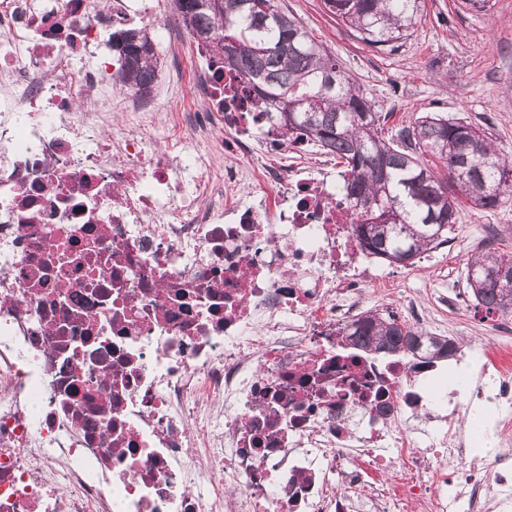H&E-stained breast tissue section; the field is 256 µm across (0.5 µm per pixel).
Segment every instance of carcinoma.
I'll return each mask as SVG.
<instances>
[{
  "label": "carcinoma",
  "instance_id": "obj_1",
  "mask_svg": "<svg viewBox=\"0 0 512 512\" xmlns=\"http://www.w3.org/2000/svg\"><path fill=\"white\" fill-rule=\"evenodd\" d=\"M206 0H176L183 26L224 36V55L198 43L222 74H236L243 101L269 106L289 144L307 142L346 160L345 199L356 214L355 232L375 255L394 262L400 250L416 259L448 242L461 197L481 209L496 208L512 195V160L480 129L461 118L428 113L398 132L380 133L382 113L309 34L283 13L277 0H224L212 10ZM372 48L392 51L408 39L422 0H324ZM121 61L115 84L145 94L159 72V59L147 27L128 28L112 37ZM437 157L451 184H443L423 166L415 150ZM512 254L480 251L467 266V285L475 307L486 313L512 314ZM355 346L412 354L429 349L428 362L458 350L453 338L429 336L395 315L368 312L345 332Z\"/></svg>",
  "mask_w": 512,
  "mask_h": 512
}]
</instances>
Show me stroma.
<instances>
[{"label": "stroma", "instance_id": "stroma-1", "mask_svg": "<svg viewBox=\"0 0 512 512\" xmlns=\"http://www.w3.org/2000/svg\"><path fill=\"white\" fill-rule=\"evenodd\" d=\"M277 2L386 113V135L421 115L444 113L481 128L512 153V0H490L482 11L467 9L461 0H424L414 33L393 52L360 41L323 0ZM153 37L160 69L152 94L179 108L194 94L187 83L169 90L170 56L176 51L191 57L197 44L170 7L161 12ZM457 222L465 235L453 258L403 269L424 312L441 319L442 335L483 345L490 318L465 290L466 265L479 251L512 252V199L487 211L461 202Z\"/></svg>", "mask_w": 512, "mask_h": 512}]
</instances>
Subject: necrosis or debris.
I'll use <instances>...</instances> for the list:
<instances>
[{"label": "necrosis or debris", "instance_id": "obj_1", "mask_svg": "<svg viewBox=\"0 0 512 512\" xmlns=\"http://www.w3.org/2000/svg\"><path fill=\"white\" fill-rule=\"evenodd\" d=\"M161 7L0 0V512H507L512 316L459 356L472 460L431 365L342 341L384 272L335 173L210 67L165 126L113 96L106 33ZM476 409H481V410H476ZM476 412L486 413L487 420H486L485 427L488 426V423L490 424V421L494 415V411L492 409H486L484 406H474L468 410H463L462 412H460L459 417L456 418V424H461L464 432L469 436L470 451H471L472 455H476V456H480V457H483V456L492 457V455L494 453V449H495L492 437L490 436L491 437V443L489 444L490 447H488V448L480 447V444L478 443V441L475 440L473 437H471L465 428V422H466L467 416L469 415L468 416V423H469L470 417Z\"/></svg>", "mask_w": 512, "mask_h": 512}]
</instances>
